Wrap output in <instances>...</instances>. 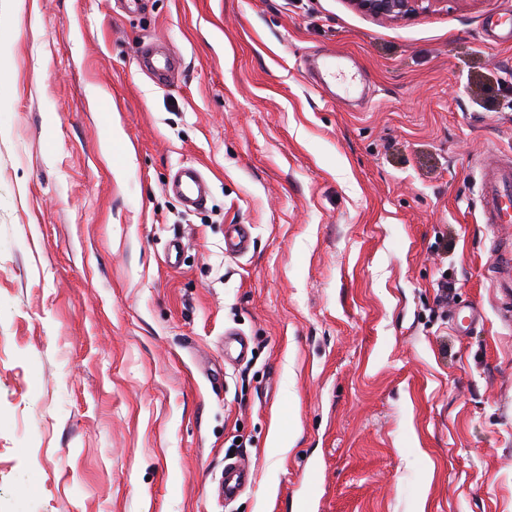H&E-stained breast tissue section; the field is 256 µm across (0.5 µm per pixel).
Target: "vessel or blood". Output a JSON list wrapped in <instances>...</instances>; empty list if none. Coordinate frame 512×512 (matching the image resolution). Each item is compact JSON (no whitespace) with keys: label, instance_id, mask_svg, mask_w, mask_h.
<instances>
[{"label":"vessel or blood","instance_id":"1","mask_svg":"<svg viewBox=\"0 0 512 512\" xmlns=\"http://www.w3.org/2000/svg\"><path fill=\"white\" fill-rule=\"evenodd\" d=\"M138 64L153 80L161 85L169 84L179 60L166 51L143 52ZM481 207L485 223L500 232L512 227V159L490 153L480 163ZM173 193L180 196L192 209L202 208L208 197L209 187L200 169L184 166L178 169L170 185ZM493 263L497 268L495 279L496 297L500 312L506 321H512V241L500 238L496 244ZM250 477L248 464L236 461L225 464L219 490L225 499L239 495Z\"/></svg>","mask_w":512,"mask_h":512}]
</instances>
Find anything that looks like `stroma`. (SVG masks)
I'll return each mask as SVG.
<instances>
[{"label":"stroma","instance_id":"stroma-1","mask_svg":"<svg viewBox=\"0 0 512 512\" xmlns=\"http://www.w3.org/2000/svg\"><path fill=\"white\" fill-rule=\"evenodd\" d=\"M502 16L0 0V512H512V326L474 164L512 156ZM151 43L180 60L163 88ZM180 165L205 208L168 191ZM233 458L254 481L227 504Z\"/></svg>","mask_w":512,"mask_h":512}]
</instances>
